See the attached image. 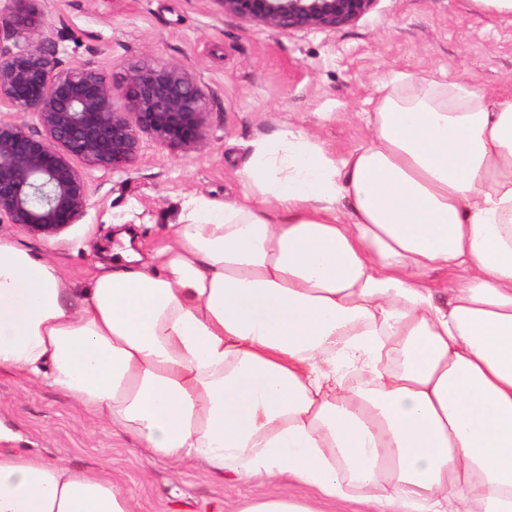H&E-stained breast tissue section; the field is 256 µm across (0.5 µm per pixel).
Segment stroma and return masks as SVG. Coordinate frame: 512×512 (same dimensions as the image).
<instances>
[{
	"instance_id": "1",
	"label": "stroma",
	"mask_w": 512,
	"mask_h": 512,
	"mask_svg": "<svg viewBox=\"0 0 512 512\" xmlns=\"http://www.w3.org/2000/svg\"><path fill=\"white\" fill-rule=\"evenodd\" d=\"M40 38L62 65L89 62L109 77L118 64L179 63L207 93L199 149L173 154L147 140L125 172L85 168L90 205L57 237L0 223V238L56 261L78 288L98 265H111L118 229H131L136 251L148 254L164 242L186 196L237 198V172L253 140L289 129L307 132L336 158L360 147L369 136L364 114L389 76L411 74L397 86L403 97L462 78L512 93V20L479 11L472 0H379L359 22L330 34L251 25L225 16L215 0H48ZM0 419L24 448L107 471L137 512H239L251 498L307 493L295 481L243 484L200 463L145 459L63 392L7 373H0Z\"/></svg>"
}]
</instances>
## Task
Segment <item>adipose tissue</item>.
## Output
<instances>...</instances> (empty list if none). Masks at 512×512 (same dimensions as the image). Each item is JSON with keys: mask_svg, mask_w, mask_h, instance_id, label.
<instances>
[{"mask_svg": "<svg viewBox=\"0 0 512 512\" xmlns=\"http://www.w3.org/2000/svg\"><path fill=\"white\" fill-rule=\"evenodd\" d=\"M366 121L341 159L254 140L236 200L188 197L149 259L81 291L0 239V372L146 454L312 493L242 512H512V97L436 82ZM18 440L0 421V512H135Z\"/></svg>", "mask_w": 512, "mask_h": 512, "instance_id": "adipose-tissue-1", "label": "adipose tissue"}]
</instances>
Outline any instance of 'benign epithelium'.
Here are the masks:
<instances>
[{"label": "benign epithelium", "instance_id": "7a95c632", "mask_svg": "<svg viewBox=\"0 0 512 512\" xmlns=\"http://www.w3.org/2000/svg\"><path fill=\"white\" fill-rule=\"evenodd\" d=\"M6 25L24 44H0V222L55 237L85 213L91 188L76 161L122 172L143 140L169 152L199 148L207 95L184 66L119 65L112 82L90 63L61 66L34 40L46 0H5ZM224 14L273 31L334 32L377 0H216Z\"/></svg>", "mask_w": 512, "mask_h": 512}]
</instances>
